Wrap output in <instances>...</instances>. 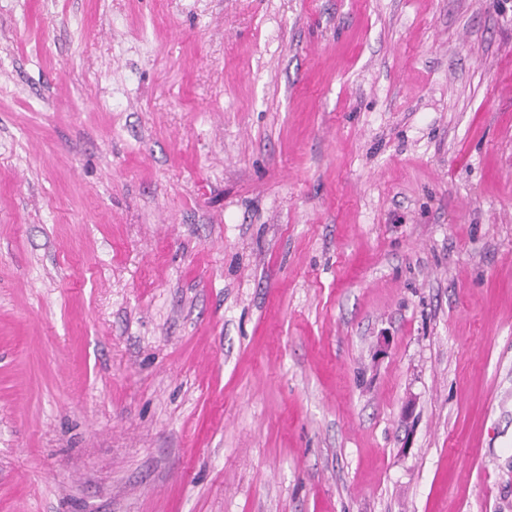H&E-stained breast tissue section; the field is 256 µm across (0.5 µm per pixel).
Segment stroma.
I'll use <instances>...</instances> for the list:
<instances>
[{
	"label": "stroma",
	"instance_id": "35a3bbf8",
	"mask_svg": "<svg viewBox=\"0 0 512 512\" xmlns=\"http://www.w3.org/2000/svg\"><path fill=\"white\" fill-rule=\"evenodd\" d=\"M0 512H512V0H0Z\"/></svg>",
	"mask_w": 512,
	"mask_h": 512
}]
</instances>
